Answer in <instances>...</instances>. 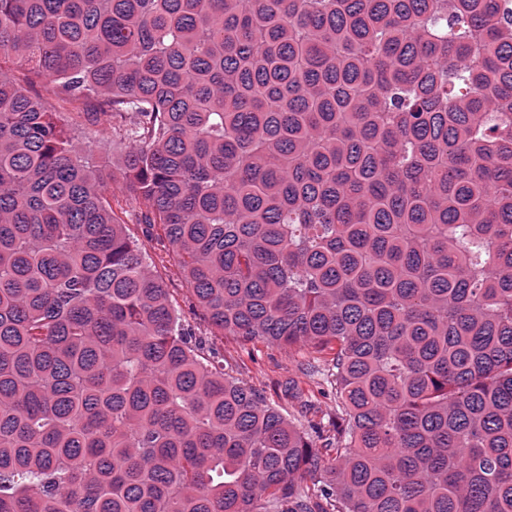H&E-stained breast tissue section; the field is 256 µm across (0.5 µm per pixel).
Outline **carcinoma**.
Here are the masks:
<instances>
[{
  "label": "carcinoma",
  "mask_w": 512,
  "mask_h": 512,
  "mask_svg": "<svg viewBox=\"0 0 512 512\" xmlns=\"http://www.w3.org/2000/svg\"><path fill=\"white\" fill-rule=\"evenodd\" d=\"M116 179L213 332L336 350L335 456ZM0 512H512V0H0ZM29 93L38 96L43 103L56 112V120L67 126L74 141L85 148L84 160L89 165L115 167L128 151L129 144L119 138H112L109 121L105 116L94 114L80 122L72 120L71 114L62 104V96L55 87L43 84H24ZM112 205L124 220L128 234L137 240L153 262V269L162 276L172 295L175 307L181 313L182 324L193 336L198 353L205 357L224 359V370L242 386L257 391L264 402L279 409L288 419L312 434L318 448L325 438L336 434L328 421L336 417V402L320 373L335 351L315 353L307 348L280 349L262 339L242 342L236 336H211V327L198 308L185 283L170 274L162 263L168 252V243L148 224H141V210L134 197L124 191L122 184L112 183ZM215 353V354H213ZM288 383H295L311 400V407L301 408L299 400L288 395ZM320 389L325 395L320 394ZM312 426L323 428V437L311 432Z\"/></svg>",
  "instance_id": "cac0c4a2"
}]
</instances>
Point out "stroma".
I'll return each mask as SVG.
<instances>
[{
  "label": "stroma",
  "mask_w": 512,
  "mask_h": 512,
  "mask_svg": "<svg viewBox=\"0 0 512 512\" xmlns=\"http://www.w3.org/2000/svg\"><path fill=\"white\" fill-rule=\"evenodd\" d=\"M56 114L57 121L67 126L75 142L85 148L84 159L94 166L115 165L128 150L126 141L115 138L105 116L94 114L82 121H73L55 87L43 84L30 86ZM112 204L121 212L128 234L146 251L155 271L165 277L175 307L181 313L182 324L192 335L201 356L216 357L224 362V370L242 386L257 391L264 402L279 409L288 419L304 429L323 427L325 434L317 438L324 445L326 434L332 433L330 421L336 415L332 393L324 392L320 368L329 363L332 351L281 349L262 339L250 342L234 336H215L185 283L172 277L162 259L168 244L159 232L141 221V210L134 197L125 192L121 183L112 185Z\"/></svg>",
  "instance_id": "stroma-1"
}]
</instances>
